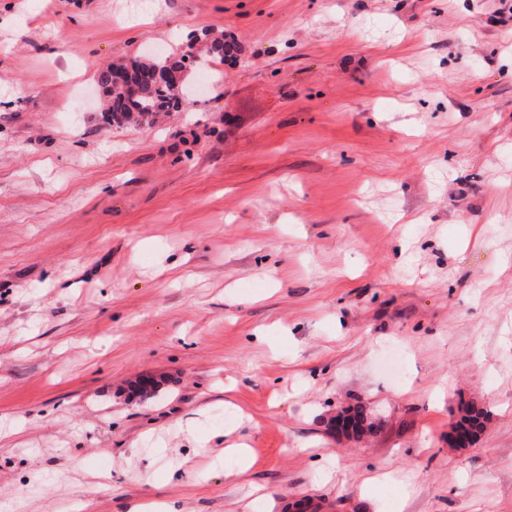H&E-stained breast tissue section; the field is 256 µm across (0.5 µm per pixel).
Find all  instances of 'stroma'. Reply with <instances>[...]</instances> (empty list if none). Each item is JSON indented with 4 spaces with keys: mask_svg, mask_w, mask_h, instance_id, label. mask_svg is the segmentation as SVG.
<instances>
[{
    "mask_svg": "<svg viewBox=\"0 0 512 512\" xmlns=\"http://www.w3.org/2000/svg\"><path fill=\"white\" fill-rule=\"evenodd\" d=\"M127 3L0 0V512H512V0ZM186 58H181L180 61L172 60L170 55H167L164 51L158 52L154 57L140 60V63H136L132 68L140 70L141 67H156L164 66L171 62L174 65H178L181 69L186 68ZM111 67H107L102 70L98 76L99 84L106 90V96L110 97L109 110L112 115L116 118H130L133 110L137 111L138 116H158L162 113L167 112H178L183 107V93L179 92L182 87V72L177 67L169 66L166 70L160 68H154L150 71L142 72L148 74L147 79L150 83L168 85V87L161 86L156 87L152 90L146 91L143 96H139V88L130 79L132 74L131 69H114L112 76L109 72ZM110 76L112 83L123 86L126 89L128 97L135 99L130 101L128 98L118 91L112 90L110 83Z\"/></svg>",
    "mask_w": 512,
    "mask_h": 512,
    "instance_id": "obj_1",
    "label": "stroma"
}]
</instances>
